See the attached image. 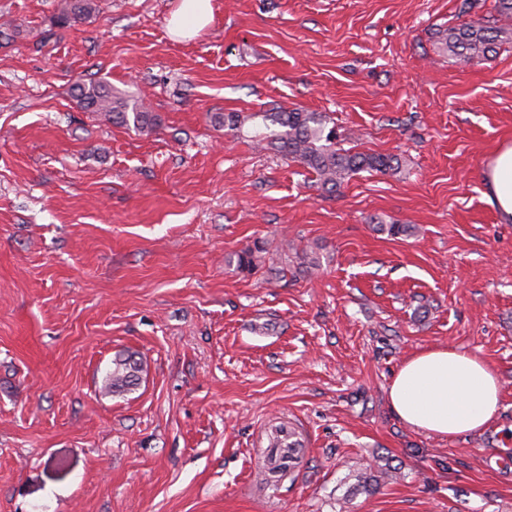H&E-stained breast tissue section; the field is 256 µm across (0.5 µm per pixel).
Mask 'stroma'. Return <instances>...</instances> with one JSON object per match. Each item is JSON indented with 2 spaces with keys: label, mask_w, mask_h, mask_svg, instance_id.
<instances>
[{
  "label": "stroma",
  "mask_w": 512,
  "mask_h": 512,
  "mask_svg": "<svg viewBox=\"0 0 512 512\" xmlns=\"http://www.w3.org/2000/svg\"><path fill=\"white\" fill-rule=\"evenodd\" d=\"M176 2L96 0L61 26V0H0V512H512V223L483 179L512 145V44L467 69L438 52L489 7L213 0L178 42ZM90 79L156 129L81 109ZM294 108L401 171L330 193L254 147ZM228 112L241 132L215 125ZM257 240V271L227 266ZM442 346L501 380L483 432L428 435L388 406L400 365ZM119 352L143 372L112 396ZM278 424L305 449L267 481ZM381 458L395 479L355 490Z\"/></svg>",
  "instance_id": "obj_1"
}]
</instances>
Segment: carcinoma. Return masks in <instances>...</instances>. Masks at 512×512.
Instances as JSON below:
<instances>
[{
  "instance_id": "obj_1",
  "label": "carcinoma",
  "mask_w": 512,
  "mask_h": 512,
  "mask_svg": "<svg viewBox=\"0 0 512 512\" xmlns=\"http://www.w3.org/2000/svg\"><path fill=\"white\" fill-rule=\"evenodd\" d=\"M94 0H62L57 23L66 25L90 14ZM512 41V30L496 27L492 19L482 18L448 27L442 34L440 50L462 67L471 66L497 53L499 46ZM73 97L88 112H95L107 121L132 128L138 132H151L157 125L155 115L138 99L112 90L99 81H79ZM264 120L279 127L268 134H254L257 143L287 155L316 175L322 188L335 191L352 174L361 171L389 172L401 169L402 159L396 155H374L352 152L336 147V130L329 126L327 117L320 112H272ZM267 252L266 243L257 240L252 246L227 260L241 272L251 273L259 267L261 254ZM142 363L134 355L119 353L112 359V370L104 379L102 390L120 395L133 390L139 383ZM288 440L281 459L292 460L303 453V444L293 432L274 427L269 435V447L280 448Z\"/></svg>"
}]
</instances>
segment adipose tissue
<instances>
[{"label":"adipose tissue","mask_w":512,"mask_h":512,"mask_svg":"<svg viewBox=\"0 0 512 512\" xmlns=\"http://www.w3.org/2000/svg\"><path fill=\"white\" fill-rule=\"evenodd\" d=\"M214 19L212 0H178L167 20L176 41L194 38ZM487 196L503 222H512V147L499 151L485 174ZM404 423L440 437L481 432L502 403L500 380L479 356L436 347L405 360L387 392Z\"/></svg>","instance_id":"adipose-tissue-1"}]
</instances>
